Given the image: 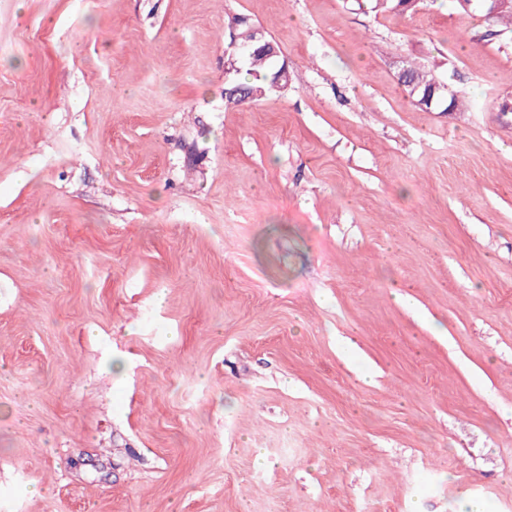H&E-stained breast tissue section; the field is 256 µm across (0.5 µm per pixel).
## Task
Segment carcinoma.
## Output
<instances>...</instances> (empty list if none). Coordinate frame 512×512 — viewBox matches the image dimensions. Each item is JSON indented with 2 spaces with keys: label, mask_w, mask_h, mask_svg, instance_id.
<instances>
[{
  "label": "carcinoma",
  "mask_w": 512,
  "mask_h": 512,
  "mask_svg": "<svg viewBox=\"0 0 512 512\" xmlns=\"http://www.w3.org/2000/svg\"><path fill=\"white\" fill-rule=\"evenodd\" d=\"M357 5L360 8H367L376 15L385 12L403 14L416 7L413 0H359ZM490 6L491 3L487 0H476L472 10L482 12L491 24L502 26L512 32V9L492 11ZM268 43L271 44L269 48L266 47ZM273 48L277 50L279 46L268 37L252 43L247 53L229 73L225 88L227 103L230 104L243 95L255 102L270 94L287 90L285 83H279L274 78V74L285 67V64L279 62V55L271 54ZM402 69L404 73L399 76V81L413 102L442 112H463L468 108V102L463 97H448V85L426 68L406 62L402 64Z\"/></svg>",
  "instance_id": "obj_1"
}]
</instances>
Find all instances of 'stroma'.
<instances>
[{"label": "stroma", "mask_w": 512, "mask_h": 512, "mask_svg": "<svg viewBox=\"0 0 512 512\" xmlns=\"http://www.w3.org/2000/svg\"><path fill=\"white\" fill-rule=\"evenodd\" d=\"M0 512H512V34L452 0H0ZM287 91L230 106L229 21ZM463 112L416 106L400 60ZM359 8L366 7L375 15L385 12L406 13L417 6L415 0H362L354 1Z\"/></svg>", "instance_id": "stroma-1"}]
</instances>
